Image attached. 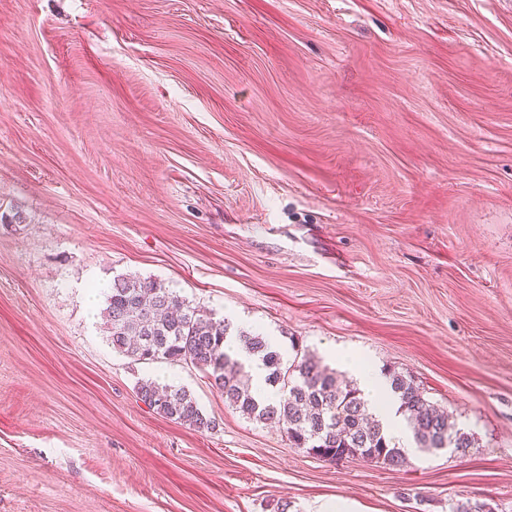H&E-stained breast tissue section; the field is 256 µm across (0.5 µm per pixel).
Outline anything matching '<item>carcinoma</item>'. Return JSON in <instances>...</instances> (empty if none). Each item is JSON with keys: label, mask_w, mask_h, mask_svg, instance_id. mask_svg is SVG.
Listing matches in <instances>:
<instances>
[{"label": "carcinoma", "mask_w": 512, "mask_h": 512, "mask_svg": "<svg viewBox=\"0 0 512 512\" xmlns=\"http://www.w3.org/2000/svg\"><path fill=\"white\" fill-rule=\"evenodd\" d=\"M112 349L143 363L185 362L209 374L224 400L249 419L288 425L292 447L325 461L359 457L388 468L407 457L401 444L368 413L361 390L304 354L284 360L260 334L240 332L237 339L266 370L276 398L255 395L243 363L225 350L228 327L191 306L155 280L118 276L108 289L103 312ZM392 392L406 416L417 448L425 453L464 454L471 437L448 421V412L425 397L414 381L388 373ZM139 399L157 414L196 429L211 428L193 396L184 389L143 380Z\"/></svg>", "instance_id": "cac0c4a2"}]
</instances>
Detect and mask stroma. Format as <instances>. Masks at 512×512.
Segmentation results:
<instances>
[{"instance_id": "obj_1", "label": "stroma", "mask_w": 512, "mask_h": 512, "mask_svg": "<svg viewBox=\"0 0 512 512\" xmlns=\"http://www.w3.org/2000/svg\"><path fill=\"white\" fill-rule=\"evenodd\" d=\"M411 377L334 464L104 329L115 277ZM96 292V305L87 295ZM188 390L212 429L149 410ZM512 512V0H0V512ZM394 397L406 416L416 448L425 453L442 450L465 454L472 447L471 437L448 421V412L425 397L411 378L387 372Z\"/></svg>"}]
</instances>
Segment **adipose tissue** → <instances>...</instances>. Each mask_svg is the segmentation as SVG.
Returning <instances> with one entry per match:
<instances>
[{
  "label": "adipose tissue",
  "mask_w": 512,
  "mask_h": 512,
  "mask_svg": "<svg viewBox=\"0 0 512 512\" xmlns=\"http://www.w3.org/2000/svg\"><path fill=\"white\" fill-rule=\"evenodd\" d=\"M334 360L358 381L361 390L380 416L384 426L399 438L401 444H410V434L400 415L395 411V401L386 378L365 362L357 351L351 349L336 351Z\"/></svg>",
  "instance_id": "1"
}]
</instances>
